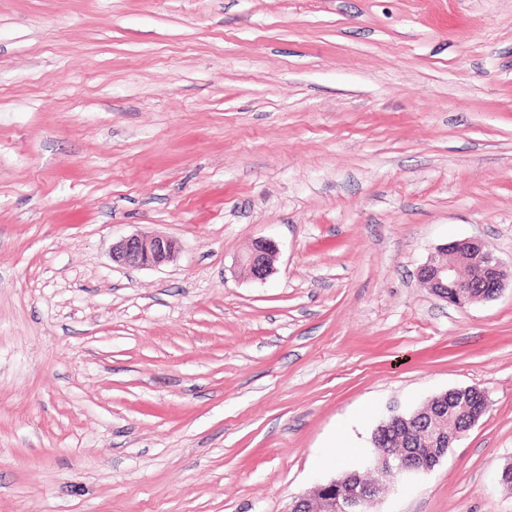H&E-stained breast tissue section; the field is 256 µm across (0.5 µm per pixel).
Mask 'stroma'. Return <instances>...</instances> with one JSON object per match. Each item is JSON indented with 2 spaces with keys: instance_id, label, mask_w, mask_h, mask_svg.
<instances>
[{
  "instance_id": "stroma-1",
  "label": "stroma",
  "mask_w": 512,
  "mask_h": 512,
  "mask_svg": "<svg viewBox=\"0 0 512 512\" xmlns=\"http://www.w3.org/2000/svg\"><path fill=\"white\" fill-rule=\"evenodd\" d=\"M473 237L512 261V0H0V512H288L469 386L376 512H512V288L417 279ZM178 249L168 237L132 234L112 246V260L132 268L159 267L172 261ZM276 255L275 244L268 239L257 241L253 249L242 256L236 267L239 272L253 280L263 281L273 272V262Z\"/></svg>"
}]
</instances>
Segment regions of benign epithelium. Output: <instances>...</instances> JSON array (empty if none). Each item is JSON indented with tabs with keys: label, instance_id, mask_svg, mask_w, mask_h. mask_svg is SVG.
<instances>
[{
	"label": "benign epithelium",
	"instance_id": "obj_1",
	"mask_svg": "<svg viewBox=\"0 0 512 512\" xmlns=\"http://www.w3.org/2000/svg\"><path fill=\"white\" fill-rule=\"evenodd\" d=\"M178 252V243L168 237L132 234L112 246V260L132 268L159 267L172 261ZM439 259L431 257L418 270L419 283L433 295L448 304L463 308L473 302L497 297L507 283H512V261L498 257L484 242L467 238L443 245ZM275 244L268 239L257 241L253 249L242 256L236 267L253 280L263 281L273 272ZM468 414L467 428H472L484 411H471L459 400L450 401L432 415L427 430L421 437L425 449L412 453L408 448H390L375 464V481L362 482L354 475L334 479L313 488L293 501L290 512H372L379 487L393 488L402 484L403 476L415 469L432 470L448 456L453 445L466 431L446 434L444 423L456 409Z\"/></svg>",
	"mask_w": 512,
	"mask_h": 512
}]
</instances>
